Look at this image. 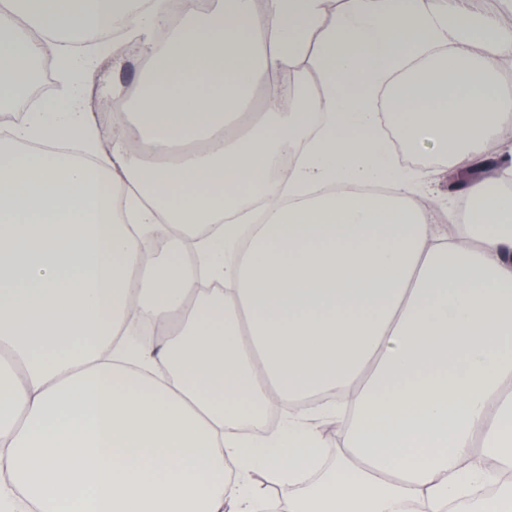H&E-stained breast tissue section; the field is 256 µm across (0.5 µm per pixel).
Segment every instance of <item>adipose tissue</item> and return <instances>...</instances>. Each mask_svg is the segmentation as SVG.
<instances>
[{"label":"adipose tissue","instance_id":"adipose-tissue-1","mask_svg":"<svg viewBox=\"0 0 512 512\" xmlns=\"http://www.w3.org/2000/svg\"><path fill=\"white\" fill-rule=\"evenodd\" d=\"M174 12L150 84L113 86L132 118L103 149L72 76L122 48L79 58L55 31L148 47ZM321 20L322 0H0V112L45 55L60 86L0 134V512H512L511 487L477 494L512 472V181L478 174L512 125V31L459 0ZM282 72L293 98L268 85L238 127ZM398 139L471 171L462 223H429ZM156 224L176 232L155 256Z\"/></svg>","mask_w":512,"mask_h":512}]
</instances>
